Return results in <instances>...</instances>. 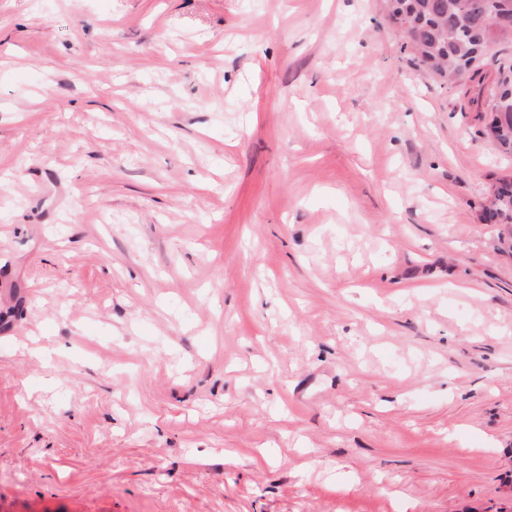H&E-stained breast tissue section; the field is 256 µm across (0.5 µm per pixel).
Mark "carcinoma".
I'll return each mask as SVG.
<instances>
[{
	"label": "carcinoma",
	"mask_w": 512,
	"mask_h": 512,
	"mask_svg": "<svg viewBox=\"0 0 512 512\" xmlns=\"http://www.w3.org/2000/svg\"><path fill=\"white\" fill-rule=\"evenodd\" d=\"M396 11L408 24L406 43L418 65L439 81L451 85L474 79L481 68L468 71L470 62L488 56L497 45L512 40V32L496 29L493 15L512 14V0H394ZM493 85L498 96H512V56L497 60ZM483 136L500 153L512 155V112H494L486 99ZM483 220L499 224L506 234L500 244L512 248V174L492 185Z\"/></svg>",
	"instance_id": "cac0c4a2"
}]
</instances>
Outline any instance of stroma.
Instances as JSON below:
<instances>
[{
    "mask_svg": "<svg viewBox=\"0 0 512 512\" xmlns=\"http://www.w3.org/2000/svg\"><path fill=\"white\" fill-rule=\"evenodd\" d=\"M385 0H0V512H512V174ZM485 222L499 224L506 231L500 233L499 242L510 250L512 248V174L499 177L492 185L489 205L483 214Z\"/></svg>",
    "mask_w": 512,
    "mask_h": 512,
    "instance_id": "1",
    "label": "stroma"
}]
</instances>
